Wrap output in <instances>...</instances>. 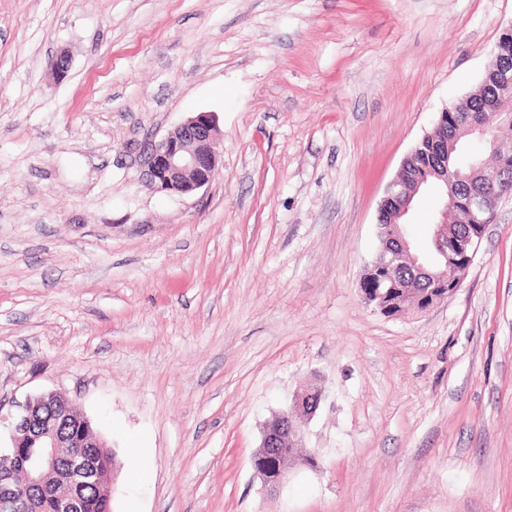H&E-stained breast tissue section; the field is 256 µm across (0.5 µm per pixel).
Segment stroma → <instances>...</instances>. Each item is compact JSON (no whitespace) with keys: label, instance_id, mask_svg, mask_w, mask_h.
<instances>
[{"label":"stroma","instance_id":"stroma-1","mask_svg":"<svg viewBox=\"0 0 512 512\" xmlns=\"http://www.w3.org/2000/svg\"><path fill=\"white\" fill-rule=\"evenodd\" d=\"M511 24L512 0H0V412L86 415L112 512H512V200L430 311L359 288L387 185ZM198 112L214 180L146 186L144 145ZM313 382L319 466L268 495L253 452Z\"/></svg>","mask_w":512,"mask_h":512}]
</instances>
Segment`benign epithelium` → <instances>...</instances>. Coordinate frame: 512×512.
Instances as JSON below:
<instances>
[{
	"label": "benign epithelium",
	"mask_w": 512,
	"mask_h": 512,
	"mask_svg": "<svg viewBox=\"0 0 512 512\" xmlns=\"http://www.w3.org/2000/svg\"><path fill=\"white\" fill-rule=\"evenodd\" d=\"M485 82L507 90L512 88V63L489 67ZM457 116L453 135H448L449 114ZM489 124L485 113L459 111L446 108L421 138L430 145L435 163L427 176L417 177L406 184L403 173L387 186L378 208L377 221L388 220L386 242L366 265L365 273L375 274L380 270H395L400 260L409 258L416 264L419 257L411 252L412 245L405 237L402 226L416 196L424 189L439 188L445 192L440 198L439 212L432 235L434 250L445 263L473 261L477 247L488 224L492 223L499 202L512 195L507 189L509 171L512 170V144L494 135L489 139L492 153L499 158L495 167H481L482 179L476 189L464 199H453L461 205L462 215L474 230L465 236L448 235V199L454 183L464 179L458 172L448 171V144H457L470 137L483 138L488 134ZM221 133L214 114L199 112L170 130L159 139L149 141L143 161L142 178L157 191L191 195L211 183L218 172L219 157L216 150ZM432 288L407 301L411 289L399 287L403 311L426 312L445 301L459 283L446 280L439 274L431 275ZM364 303L378 312L386 309V294L376 290L360 288ZM61 395L50 392L30 398L21 406L8 427L10 451L0 456V508L4 512H34V499L30 488H49L56 512H76L80 497L90 485L109 481L114 467L113 455L100 441L70 438L65 426L75 423L92 431L90 421L66 403L58 407ZM323 400V389L318 383L309 384L293 399V406L308 417L316 414ZM303 428L296 423L293 412L276 415L263 430L259 447L253 455V467L265 491H278L291 469L304 465L317 467L316 454L311 452L301 457L288 452L302 442ZM21 469L26 482L13 480L14 471Z\"/></svg>",
	"instance_id": "1"
}]
</instances>
